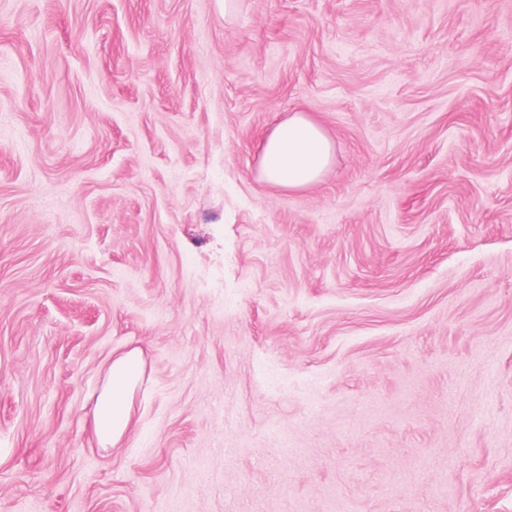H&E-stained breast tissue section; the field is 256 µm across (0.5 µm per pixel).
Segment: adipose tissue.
Segmentation results:
<instances>
[{"label": "adipose tissue", "instance_id": "1", "mask_svg": "<svg viewBox=\"0 0 512 512\" xmlns=\"http://www.w3.org/2000/svg\"><path fill=\"white\" fill-rule=\"evenodd\" d=\"M334 143L321 125L298 112L277 124L261 153V179L285 190L304 189L317 183L330 165ZM140 351L115 356L106 383L97 397L94 429L102 444L117 443L131 423V398L143 374Z\"/></svg>", "mask_w": 512, "mask_h": 512}]
</instances>
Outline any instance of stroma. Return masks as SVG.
I'll return each instance as SVG.
<instances>
[{
    "mask_svg": "<svg viewBox=\"0 0 512 512\" xmlns=\"http://www.w3.org/2000/svg\"><path fill=\"white\" fill-rule=\"evenodd\" d=\"M0 512H512V0H0ZM333 154L334 143L321 125L309 115L296 112L267 136L259 175L281 189H304L319 181ZM143 368L139 350L124 352L112 359L94 410L95 433L103 445H114L127 431L131 423V398Z\"/></svg>",
    "mask_w": 512,
    "mask_h": 512,
    "instance_id": "35a3bbf8",
    "label": "stroma"
}]
</instances>
